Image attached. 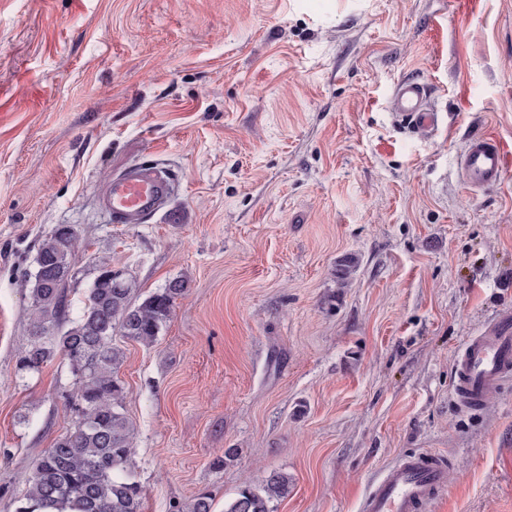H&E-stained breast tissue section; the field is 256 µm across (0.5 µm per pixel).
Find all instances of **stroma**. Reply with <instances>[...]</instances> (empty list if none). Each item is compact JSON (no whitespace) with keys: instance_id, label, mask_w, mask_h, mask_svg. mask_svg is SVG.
Wrapping results in <instances>:
<instances>
[{"instance_id":"obj_1","label":"stroma","mask_w":512,"mask_h":512,"mask_svg":"<svg viewBox=\"0 0 512 512\" xmlns=\"http://www.w3.org/2000/svg\"><path fill=\"white\" fill-rule=\"evenodd\" d=\"M405 79L436 132L394 122ZM476 132L512 157V0H0V512L75 420L63 357L17 371L61 225L70 316L104 260L138 300L185 283L153 344L115 339L143 512H224L273 471L275 512H360L419 453L448 465L422 512H512V382L453 394L465 340L512 310V167L469 190ZM141 164L172 197L111 223L107 182Z\"/></svg>"}]
</instances>
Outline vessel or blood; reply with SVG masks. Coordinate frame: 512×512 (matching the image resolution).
<instances>
[{"label":"vessel or blood","instance_id":"vessel-or-blood-1","mask_svg":"<svg viewBox=\"0 0 512 512\" xmlns=\"http://www.w3.org/2000/svg\"><path fill=\"white\" fill-rule=\"evenodd\" d=\"M430 88L415 79L398 83L392 92L393 115L404 125L430 132L439 115L430 105ZM465 184L474 190L498 185L506 169L504 150L484 133L472 135L460 161ZM173 182L156 167L140 166L112 177L102 208L116 224H138L157 214ZM454 393L464 406L481 404L493 388L512 377V312L498 315L470 337L455 360ZM446 483V467L436 457L415 454L389 468L361 503V512H419Z\"/></svg>","mask_w":512,"mask_h":512}]
</instances>
